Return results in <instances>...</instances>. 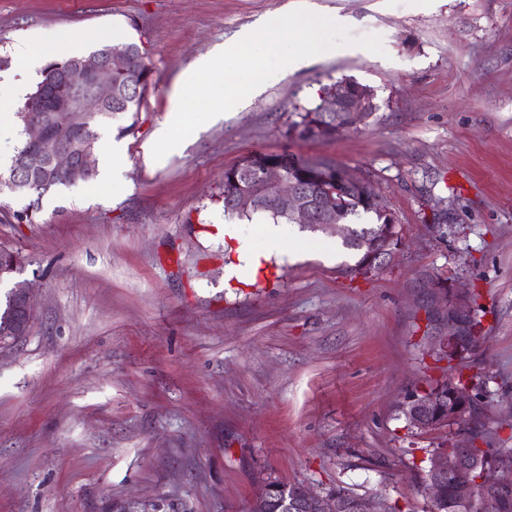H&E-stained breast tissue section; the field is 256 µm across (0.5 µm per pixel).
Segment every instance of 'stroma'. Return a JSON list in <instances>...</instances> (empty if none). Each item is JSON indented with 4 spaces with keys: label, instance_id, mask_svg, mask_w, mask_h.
<instances>
[{
    "label": "stroma",
    "instance_id": "35a3bbf8",
    "mask_svg": "<svg viewBox=\"0 0 512 512\" xmlns=\"http://www.w3.org/2000/svg\"><path fill=\"white\" fill-rule=\"evenodd\" d=\"M284 0H0V81L22 41L141 43L152 70L135 134L117 122L121 178L44 196L0 194V247L34 316L0 347V512H250L272 480L377 495L429 512L422 462L446 430L409 428L405 394L442 377L431 359L433 283L470 289L482 339L464 377L480 394L477 448H512V0H317L355 44L280 71L259 95L207 122L162 160L154 133L194 62ZM370 87L367 125L330 141L290 128L324 86ZM288 152L363 178L402 245L380 271L349 277L339 237L295 227L281 248L269 218H237L262 256L240 268L220 232L224 172Z\"/></svg>",
    "mask_w": 512,
    "mask_h": 512
}]
</instances>
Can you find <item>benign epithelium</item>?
<instances>
[{
    "label": "benign epithelium",
    "instance_id": "obj_1",
    "mask_svg": "<svg viewBox=\"0 0 512 512\" xmlns=\"http://www.w3.org/2000/svg\"><path fill=\"white\" fill-rule=\"evenodd\" d=\"M140 58L112 47L99 48L88 54L71 58L63 66L47 72L48 79L39 91L31 95L21 110L28 147L17 154L7 174L0 182L15 193L32 195V191L47 190L59 181L75 183L88 181L96 174L94 144L98 132L91 117L103 111L121 97L112 84V74L138 72ZM322 111L326 118L339 122L347 114L358 120L374 111L373 93L369 89L339 82L322 93ZM266 197L242 192L232 198L238 210L255 209L266 204L289 217L297 224L321 225L330 231L341 228L340 208L332 195L308 196L307 186L327 182L342 184L348 181L343 173L336 175L325 168L300 171L291 176L283 172L281 163L269 160L257 173ZM369 260L374 268L389 266L397 246L390 242H365ZM436 308L445 313L446 332L435 336L434 348L454 356L457 365L476 346L473 320L476 306L470 291L453 284L438 283L433 291ZM10 317L0 326V344L15 342L27 334L34 308L30 293L22 284L15 285L8 296ZM448 387V424L459 425L471 420L478 410L476 385L471 381L446 379ZM437 394L409 393L399 410L418 429L425 427L432 411L436 410ZM455 453L448 457H431L429 473L423 488L430 502H439L443 484L455 492V502L470 505L473 493L479 492V512H512V476L490 469L474 454L466 439H454ZM276 499H271V496ZM275 501L281 512H298L311 507L316 512H345V505L334 495L319 493L308 486L295 491L285 486L266 485L253 504L257 512Z\"/></svg>",
    "mask_w": 512,
    "mask_h": 512
}]
</instances>
